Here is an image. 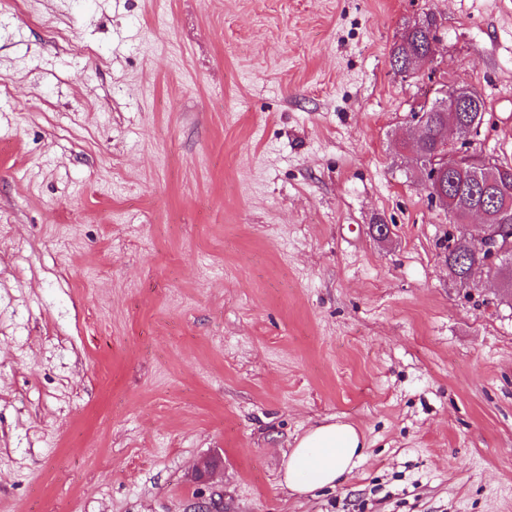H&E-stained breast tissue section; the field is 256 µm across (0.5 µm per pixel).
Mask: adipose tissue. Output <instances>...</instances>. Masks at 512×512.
Here are the masks:
<instances>
[{"label":"adipose tissue","instance_id":"ef3b65f1","mask_svg":"<svg viewBox=\"0 0 512 512\" xmlns=\"http://www.w3.org/2000/svg\"><path fill=\"white\" fill-rule=\"evenodd\" d=\"M364 448L363 438L350 424L315 426L296 440L285 466L284 482L298 494L336 487L363 458Z\"/></svg>","mask_w":512,"mask_h":512}]
</instances>
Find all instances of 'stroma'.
Returning a JSON list of instances; mask_svg holds the SVG:
<instances>
[{
	"instance_id": "obj_1",
	"label": "stroma",
	"mask_w": 512,
	"mask_h": 512,
	"mask_svg": "<svg viewBox=\"0 0 512 512\" xmlns=\"http://www.w3.org/2000/svg\"><path fill=\"white\" fill-rule=\"evenodd\" d=\"M439 81L512 164V0H0V512H512V304L396 147ZM436 38L430 19L414 23L409 27L392 50V67L395 74L407 75L412 64L424 58ZM365 443L348 423L320 424L296 439L284 470V483L298 494L341 484L364 456Z\"/></svg>"
}]
</instances>
